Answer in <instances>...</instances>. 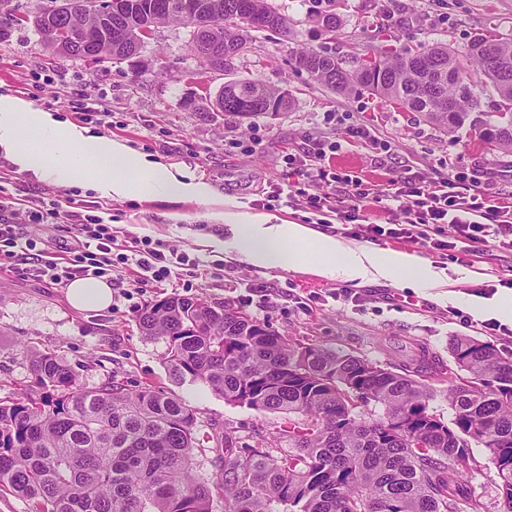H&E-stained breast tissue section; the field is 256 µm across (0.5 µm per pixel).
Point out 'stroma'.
<instances>
[{"label":"stroma","mask_w":512,"mask_h":512,"mask_svg":"<svg viewBox=\"0 0 512 512\" xmlns=\"http://www.w3.org/2000/svg\"><path fill=\"white\" fill-rule=\"evenodd\" d=\"M292 22L290 36L271 30L253 32L251 50L234 62L232 72L205 71L191 51V28L156 27L138 54L90 64L53 55L39 43L32 24L0 41V95L30 98L35 108L81 123L67 96L104 94L105 112L90 123L93 134L116 139L165 164L189 168L214 189L210 202L177 198L115 201L90 190L40 182L19 173L0 156V186L10 197L56 204L60 211L89 213L104 208L120 244L148 236L189 253L203 265L193 279L173 278L162 285L113 297L105 310L78 311L66 288L21 272L0 270V401L9 402L34 387L27 352L63 359L86 389L113 384L127 392L144 387L182 399L195 412L196 474L214 480L217 439L231 434L238 444L276 445L278 415L231 405L202 386L174 379L165 363L167 345L142 336L136 308L172 296H203L227 302L265 322L278 333L349 352L384 367H420L425 374L448 366V342L459 335L491 340L512 349V321L488 334L487 316L475 315L468 299L492 303L512 292V255L486 247L473 265L458 264L429 248L404 240H382L383 248L417 254L443 270L440 288H398L388 283L356 288V301L341 296L346 283L302 270L259 269L224 258L229 225L214 218L226 203L263 210L285 222L304 223L296 204L263 203L283 185L284 156L315 143L331 144L324 164L336 173L357 174L387 184L405 171L441 178L456 171L477 173L501 187H512V155L494 157L465 133L449 134L368 94L342 96L312 80L295 65L303 48H335L352 58L367 47L418 50L435 42L463 48L474 33L512 36V0H396L392 23L382 21L383 0H273ZM332 10L344 23V37L333 43L317 30L314 16ZM258 79L288 91L289 107L237 124L208 109L230 79ZM39 84L37 96L27 89ZM368 128L375 140L352 143L346 130ZM270 294L271 305L254 297ZM475 467L470 486L486 512H502L493 466L481 445H473Z\"/></svg>","instance_id":"1"}]
</instances>
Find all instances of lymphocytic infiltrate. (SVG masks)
I'll return each mask as SVG.
<instances>
[{
	"label": "lymphocytic infiltrate",
	"instance_id": "1",
	"mask_svg": "<svg viewBox=\"0 0 512 512\" xmlns=\"http://www.w3.org/2000/svg\"><path fill=\"white\" fill-rule=\"evenodd\" d=\"M325 156L321 148L286 154L285 166L293 177L287 197L305 209L333 217L341 233L370 241L406 240L437 252L454 250L463 264L471 263L480 244L512 252V207L499 204L495 193L475 191V174L459 171L428 180L408 173L391 180L388 187L375 188L359 176L326 169ZM368 201L395 214V221L370 222L364 209ZM14 207L11 198L0 194V270L19 265L28 276L53 285L92 276L117 288L126 269L139 287L150 288L200 266L199 260L147 236L131 253L119 252L111 225L100 216L76 211L70 214L72 255L49 260L39 249L37 237L21 236L6 218V211Z\"/></svg>",
	"mask_w": 512,
	"mask_h": 512
}]
</instances>
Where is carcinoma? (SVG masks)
I'll use <instances>...</instances> for the list:
<instances>
[{
  "label": "carcinoma",
  "instance_id": "1",
  "mask_svg": "<svg viewBox=\"0 0 512 512\" xmlns=\"http://www.w3.org/2000/svg\"><path fill=\"white\" fill-rule=\"evenodd\" d=\"M181 0H120L108 15L95 0L50 9L33 23L44 48L77 59L80 25L102 27L99 58L137 54L142 33L182 23ZM224 48V70L244 54L250 32L288 36V18L270 0H190ZM340 35L334 13L316 19ZM128 33L123 46L111 31ZM296 66L349 95L362 90L446 133L466 127L492 152L512 155V38L477 34L461 50L364 55L346 65L305 49ZM273 107L281 92L257 79L224 89V116L240 123ZM149 339L167 344L172 374L190 378L229 404L283 420V448L236 447L224 435L215 449L220 476L193 474L194 410L160 390L128 393L114 385L86 390L71 367L50 354H29L38 396L0 403V491L32 502L31 512H484L464 472L472 444L486 449L494 484L512 512V350L473 336L448 344L452 366L426 379L367 358L302 343L223 302L173 295L140 310ZM448 404L446 420L431 407Z\"/></svg>",
  "mask_w": 512,
  "mask_h": 512
}]
</instances>
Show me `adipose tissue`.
Returning <instances> with one entry per match:
<instances>
[{"instance_id": "1", "label": "adipose tissue", "mask_w": 512, "mask_h": 512, "mask_svg": "<svg viewBox=\"0 0 512 512\" xmlns=\"http://www.w3.org/2000/svg\"><path fill=\"white\" fill-rule=\"evenodd\" d=\"M0 154L36 180L66 186L82 180L115 200L206 201L213 195L210 184L188 170L155 161L122 141L91 134L10 95H0ZM218 218L233 232L226 255L253 267L308 269L357 286L385 281L399 288H438L444 283L441 271L413 253L353 248L304 224L274 223L264 213L229 209ZM112 296L111 285L97 278L75 280L67 289L68 302L78 311L108 308Z\"/></svg>"}]
</instances>
